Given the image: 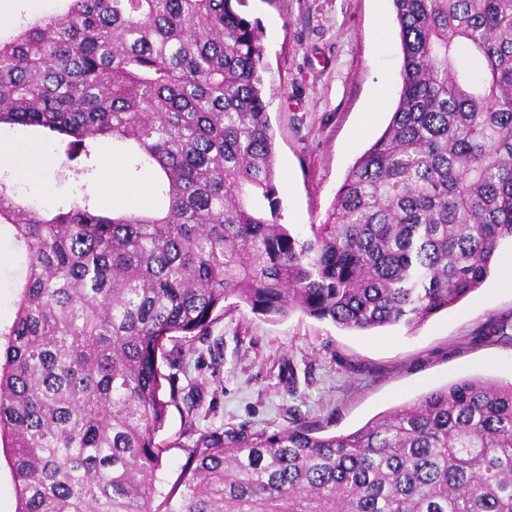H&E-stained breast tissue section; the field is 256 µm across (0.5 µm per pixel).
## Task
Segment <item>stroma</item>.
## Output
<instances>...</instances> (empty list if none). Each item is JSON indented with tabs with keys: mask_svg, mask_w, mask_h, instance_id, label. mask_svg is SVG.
<instances>
[{
	"mask_svg": "<svg viewBox=\"0 0 512 512\" xmlns=\"http://www.w3.org/2000/svg\"><path fill=\"white\" fill-rule=\"evenodd\" d=\"M263 32L264 71L281 221L308 233L322 223L354 161L383 132L361 136L369 93L400 90L402 52L392 0H247ZM21 275L9 231L0 232V328L14 317ZM506 268L420 327L349 332L299 312L269 321L229 309L207 333L167 342L165 374L180 391L159 433L170 445L158 471L176 490L186 462L174 442L185 406L201 431L267 430L296 423L348 434L420 396L477 377L512 382V288Z\"/></svg>",
	"mask_w": 512,
	"mask_h": 512,
	"instance_id": "35a3bbf8",
	"label": "stroma"
}]
</instances>
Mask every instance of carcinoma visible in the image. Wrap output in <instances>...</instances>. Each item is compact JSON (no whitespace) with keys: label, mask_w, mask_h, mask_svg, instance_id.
I'll use <instances>...</instances> for the list:
<instances>
[{"label":"carcinoma","mask_w":512,"mask_h":512,"mask_svg":"<svg viewBox=\"0 0 512 512\" xmlns=\"http://www.w3.org/2000/svg\"><path fill=\"white\" fill-rule=\"evenodd\" d=\"M0 39V126L66 142L54 211L0 177L24 276L0 331V439L16 512H512V383L459 380L349 434L197 433L157 501L178 390L165 341L245 304L349 331L415 329L478 290L512 240V0H393L391 119L326 219L279 223L261 33L245 0H65ZM155 175V205L108 212L106 141Z\"/></svg>","instance_id":"obj_1"}]
</instances>
